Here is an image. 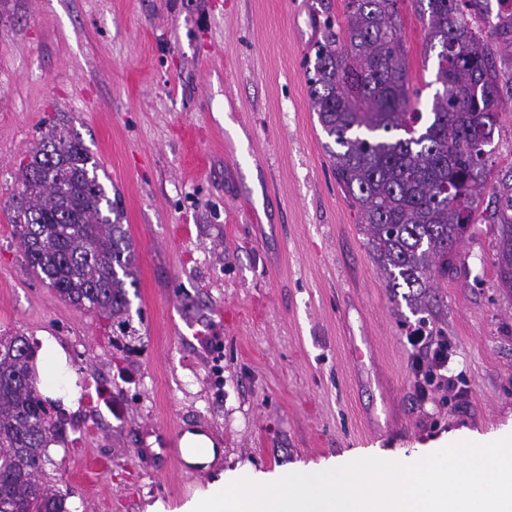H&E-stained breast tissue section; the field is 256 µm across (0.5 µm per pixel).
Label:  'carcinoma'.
<instances>
[{"mask_svg": "<svg viewBox=\"0 0 512 512\" xmlns=\"http://www.w3.org/2000/svg\"><path fill=\"white\" fill-rule=\"evenodd\" d=\"M487 0H413L437 54L431 116L412 107L398 0H347L334 25L331 2L324 42L310 78L312 108L337 150H328L336 181L361 214L370 251L392 287L431 288L448 276L450 256L486 180L497 124L499 29ZM98 163L82 143L54 125L20 163V190L7 212L31 268L60 297L110 322L113 334L137 335L129 287L136 248L98 180ZM497 272L512 288V187L500 197ZM24 336H0V512H68L72 494L42 484L52 444L65 445L52 420Z\"/></svg>", "mask_w": 512, "mask_h": 512, "instance_id": "carcinoma-1", "label": "carcinoma"}]
</instances>
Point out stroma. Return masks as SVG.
Segmentation results:
<instances>
[{
	"mask_svg": "<svg viewBox=\"0 0 512 512\" xmlns=\"http://www.w3.org/2000/svg\"><path fill=\"white\" fill-rule=\"evenodd\" d=\"M399 8L427 112L437 53L410 0ZM323 20L319 0H0V336L54 337L70 389L113 392L70 407L91 426L82 447L49 450L70 512H181L240 473L512 431V290L495 267L512 37L493 38L502 102L475 222L417 301L390 288L336 182L309 97ZM55 123L98 160L136 246L143 322L128 353L27 268L3 210ZM420 326L456 376L425 401L406 346ZM177 424L221 456L183 493L167 458Z\"/></svg>",
	"mask_w": 512,
	"mask_h": 512,
	"instance_id": "1",
	"label": "stroma"
}]
</instances>
